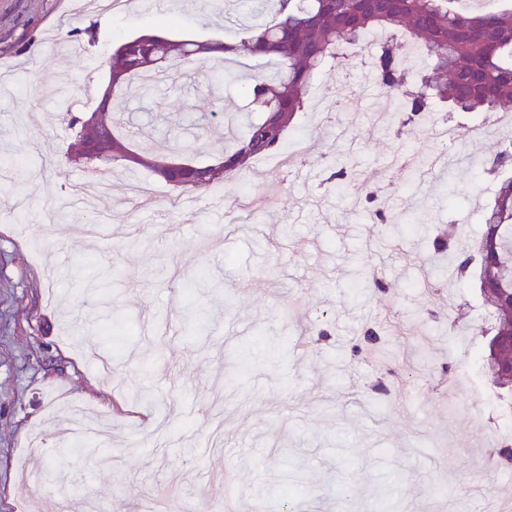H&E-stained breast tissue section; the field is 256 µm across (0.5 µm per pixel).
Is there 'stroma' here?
I'll list each match as a JSON object with an SVG mask.
<instances>
[{"mask_svg": "<svg viewBox=\"0 0 512 512\" xmlns=\"http://www.w3.org/2000/svg\"><path fill=\"white\" fill-rule=\"evenodd\" d=\"M224 0H160L118 13L90 0H0V512H252L258 494L293 512H489L512 501V466L490 457L512 423L500 403L474 404L464 375L487 339L475 282L432 257L438 224L480 234L495 182L482 163L501 145L484 116L437 109L397 136V117L374 98L358 124L316 125L314 114L354 88L326 66L286 142L310 157L288 170L251 160L204 193L179 192L152 172L112 173V191L78 193L89 167L67 160L64 116L94 111L115 46L159 30L172 41H236ZM96 25L88 52L72 54L73 28ZM240 92L220 88L199 63L183 64L126 95L137 139L163 148L193 142V160L216 163L245 122L228 124ZM205 118L197 135L187 116ZM447 120L455 137L429 134ZM445 154L450 175L412 181L404 157ZM344 171V191L331 175ZM452 195H445V186ZM387 223H379L375 210ZM378 273L380 292L356 287ZM109 289L129 332L107 331L89 284ZM195 281L192 295L183 284ZM205 309L204 333L186 335L187 303ZM409 329L418 361L390 395L369 393L379 364L350 353L368 325ZM111 351L100 375L87 344ZM109 458L86 455L83 445ZM54 472L57 486L25 487L19 469Z\"/></svg>", "mask_w": 512, "mask_h": 512, "instance_id": "35a3bbf8", "label": "stroma"}]
</instances>
